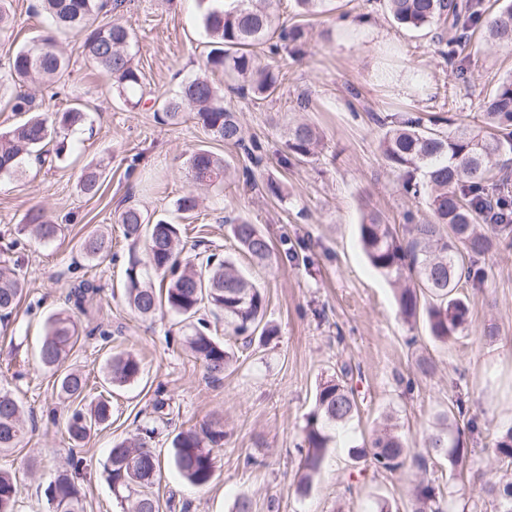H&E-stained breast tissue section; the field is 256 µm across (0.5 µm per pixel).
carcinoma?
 Wrapping results in <instances>:
<instances>
[{"label":"carcinoma","mask_w":512,"mask_h":512,"mask_svg":"<svg viewBox=\"0 0 512 512\" xmlns=\"http://www.w3.org/2000/svg\"><path fill=\"white\" fill-rule=\"evenodd\" d=\"M280 0H212L201 23L209 39L210 51L205 67L224 70L235 77L236 91L242 96L266 99L278 86V74L262 66L253 48L266 45L273 54L286 49L305 54L307 34L300 25H279ZM301 16L325 12L328 0H294ZM122 6V0H39L37 12L46 14L52 27L21 46L9 58L7 71L0 76V99H7L12 111L26 115L18 124L0 131V176L19 172L24 158L32 156L40 164L61 158L63 137L84 125L87 112L80 107L63 112L43 110L35 97L24 91L28 85H49L67 69L58 49V34L83 36L82 48L87 62L112 81L116 97L126 104L141 103L143 79L135 66L130 47L133 33L119 21L103 24L96 20ZM391 20L410 31L434 28L441 46L440 54L464 74L462 57L465 34L483 28L492 47H512V0H505L492 16H486L484 0H384ZM192 119L215 139L244 150L251 163H262L263 147L255 139H246L237 112L224 104L220 89L207 75L187 81L175 98L159 102L162 120L178 124L184 108ZM483 125L470 127L446 119L425 120L416 112L393 115L392 126L380 143L386 164L398 173L403 190L415 199H423L431 218L421 219L409 210L402 234H397L380 213H366L358 225L359 238L370 265L388 278L404 281L398 288L400 315L407 323L425 318L430 335L441 342L456 335L468 319L469 307L459 289L483 283L479 260L501 245L512 244V183L503 172L512 160V77L496 85L483 101ZM321 144L316 127L296 121L288 125V154L281 163L295 158L313 157ZM188 167L195 183L213 185L224 178V158L205 149L193 151ZM103 171L95 165L82 173L79 187L85 195H96L102 185ZM199 207L195 194L181 197L176 216L157 219L136 206L125 208L118 216L124 235L146 238L150 267L167 280L157 289L144 281L140 260L132 257L126 269L125 299L143 320H151L167 309L196 322L187 338L191 352L202 361L209 377L219 381L229 363L224 345L209 334L208 323L199 317L205 308L224 312L230 335L252 341L257 335L269 340L274 330L263 325L264 297L260 289L228 258L214 254L183 256L184 245L179 220ZM240 249L258 264L272 258V246L265 235L247 219L227 218ZM63 228L49 220L40 207L31 209L19 225L18 233L31 234L41 242L61 236ZM80 250L90 261L102 263L112 258V238L101 229L88 233ZM25 279L16 268L0 265V317L16 310L25 290ZM95 287L82 282L74 287L68 300L78 309ZM81 334L71 313L63 309L51 315L40 349L44 367L58 373L56 393L70 402L65 430L76 447H81L112 417L109 400L87 401L88 376L63 367L69 352ZM141 360L125 352L111 357L107 364L109 384L123 385L136 380ZM340 368V376L321 384L315 410L304 430L306 448L302 449V474L297 491L307 493L313 474L321 467L331 435L328 430L347 426L359 415L353 390ZM466 416L463 402L437 416L433 430L423 441L433 458L444 460L450 469L463 471L468 449L463 431L454 424L455 416ZM27 433L22 407L8 390L0 388V453L20 447ZM155 429L143 428L137 435L116 443L108 458V478L115 497L131 500L129 512H159L152 487L156 483L159 461L148 446ZM224 432L217 422L178 432L173 439V460L179 474L195 486H206L215 475L214 449L221 446ZM498 463L512 475V427L502 432L491 449ZM354 463L362 460L376 471L395 473L407 463L426 469V460L411 454V448L397 431L385 423L377 430L367 448L351 452ZM81 458L72 456L70 468L60 472L47 488L54 512H84L86 494L79 480ZM495 503L496 512H512V478L483 487ZM19 495L16 476L0 470V512H15ZM449 502L444 488L434 478H423L411 493L409 512H445Z\"/></svg>","instance_id":"cac0c4a2"}]
</instances>
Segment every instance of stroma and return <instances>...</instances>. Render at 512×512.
I'll use <instances>...</instances> for the list:
<instances>
[{"mask_svg":"<svg viewBox=\"0 0 512 512\" xmlns=\"http://www.w3.org/2000/svg\"><path fill=\"white\" fill-rule=\"evenodd\" d=\"M34 4L11 0L13 23L0 36V67L42 33L44 18ZM339 4L303 17L293 0H282L281 23L305 26L308 48L299 59L261 52L262 63L283 74L274 97H240L223 72L212 76L247 137L262 143L261 175L282 185L279 197L259 186L243 187L242 150L214 140L194 120L165 124L150 104L122 105L86 62L81 37H61L70 66L54 87L37 88L35 94L53 110L82 106L91 124L71 134L74 150L55 164L28 160L22 175L0 177V264L17 265L27 284L7 329L0 330V387L19 399L30 425L17 451L0 454V469L15 473L20 486L16 512H50L45 490L70 456L68 405L58 398L38 349L48 317L68 308L67 295L82 279L99 292L85 311L74 314L84 336L67 366L100 383L110 356L130 351L142 362L136 381L113 387L111 424L80 452L86 512H123L108 481V453L145 427L155 431L150 446L161 461L154 486L161 512H234L241 496L251 499L253 512H373L380 499L394 512H406L421 472L370 469L356 477L349 450L367 445L383 416L391 414L408 446L422 452L435 416L459 401L480 429L467 439L463 475L451 473L444 462L436 463L434 472L454 492L450 512H494L483 486L505 474L490 449L495 437L512 427V246L485 256L483 285L464 290L465 328L443 343L430 336L425 322L411 325L401 318L397 285L369 264L358 226L364 213L376 209L398 227L407 210L419 207L403 194L382 158V119L408 108L425 117L480 123L481 102L512 75V48H492L482 35L472 36L461 75L439 55L432 29L397 28L380 0ZM204 9L203 0H124L116 17L137 35L131 52L152 94L174 96L182 81L200 73L209 51ZM303 92L313 101L304 113L297 103ZM298 119L319 129L325 147L309 161L280 166L285 126ZM200 148L224 157L229 168L223 183L205 190L198 189L187 164ZM91 162L106 174L92 197L78 187ZM191 192L201 193L204 202L184 222L187 247L233 260L260 288L264 321L275 330L269 341L242 349L230 339L223 314H208L212 336L233 355L218 382L207 379L187 350L180 317L164 311L142 320L123 296L129 258L143 261L147 253L144 243L125 239L119 214L135 205L168 215ZM35 206L63 225L56 241L18 236V224ZM237 215L270 240V263H255L238 247L224 222ZM99 227L111 231L116 259L98 265L83 258L79 244ZM491 328L495 338L485 339ZM422 357L433 361L432 374L418 370ZM344 364L352 369L347 383L360 413L334 432L303 495L296 481L304 427L319 385ZM210 421L222 425L224 445L215 451L213 481L198 487L175 469L172 440L179 431Z\"/></svg>","mask_w":512,"mask_h":512,"instance_id":"obj_1","label":"stroma"}]
</instances>
